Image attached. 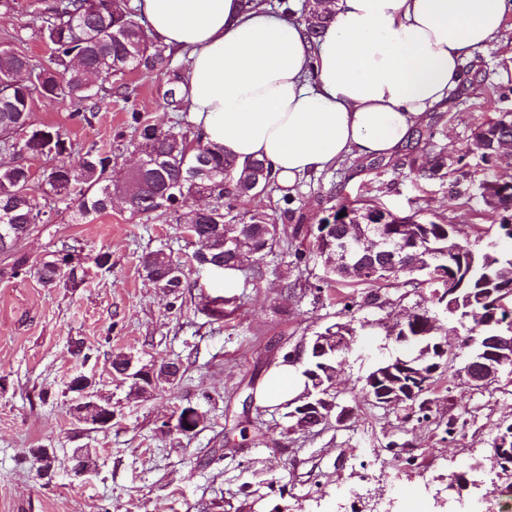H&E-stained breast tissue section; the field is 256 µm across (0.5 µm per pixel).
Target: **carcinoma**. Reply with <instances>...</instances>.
I'll return each instance as SVG.
<instances>
[{"mask_svg": "<svg viewBox=\"0 0 512 512\" xmlns=\"http://www.w3.org/2000/svg\"><path fill=\"white\" fill-rule=\"evenodd\" d=\"M323 0L305 6L302 21L309 36L323 32L330 14L322 8ZM37 33L50 46L51 53L36 62L18 47L0 48V148L13 150L19 160L0 164V253L12 257V263L0 269V277L32 275L52 288L76 284L85 277L82 259L62 248L38 261H30L22 242L38 224H48L51 211L40 199L52 200L72 210L74 220L85 221L112 207V198H124L134 215L168 213L175 223L200 245L192 260L202 267L206 263L242 267L253 258L252 275H262L258 260L279 246L284 224L295 221L294 239L314 240L321 248L322 227L328 234L342 233L337 223L343 211L384 212L386 208L359 200L340 204L316 226L295 220L294 212L284 208L279 217L255 210L243 224H229L234 204L257 193L276 187L268 168L259 161L236 164L224 154V148L203 141L201 134L188 138L183 133L163 130L132 114L137 147L147 151L148 166L141 178L112 179V152L94 144L74 151L67 134L51 125L36 127L30 111L37 98L68 99L74 107L71 118L88 122L95 117L100 93L112 77L127 72L172 74L176 83L167 90L169 105L177 111L183 101L182 79L171 71L172 52L158 45L138 21L126 0H47L33 12ZM53 156L58 163L43 173L39 185L32 184L30 160ZM401 224L422 227V242L433 250L448 248V225L420 220L417 215H394ZM238 228L241 236L237 251L224 248V231ZM512 250L477 253L472 272L473 286L497 288L490 283L505 277L512 281ZM140 266L154 287L168 296L170 305L182 299L185 282L181 262L159 249L140 259ZM133 356L112 353L115 376L126 380V370ZM336 367V344L328 345L320 357L308 358L300 366L304 389L313 388V375ZM180 375L177 363L161 365L155 371V387L172 386ZM509 441L504 461L512 466V430L500 428L492 442Z\"/></svg>", "mask_w": 512, "mask_h": 512, "instance_id": "cac0c4a2", "label": "carcinoma"}]
</instances>
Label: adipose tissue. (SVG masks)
<instances>
[{"mask_svg": "<svg viewBox=\"0 0 512 512\" xmlns=\"http://www.w3.org/2000/svg\"><path fill=\"white\" fill-rule=\"evenodd\" d=\"M150 37L187 53L185 103L205 141L260 160L292 184L345 159L391 158L426 113L446 109L463 66L497 42L512 0H330L309 37L303 22L241 0H133ZM281 364L258 391L297 396Z\"/></svg>", "mask_w": 512, "mask_h": 512, "instance_id": "ef3b65f1", "label": "adipose tissue"}]
</instances>
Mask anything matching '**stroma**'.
<instances>
[{
  "label": "stroma",
  "mask_w": 512,
  "mask_h": 512,
  "mask_svg": "<svg viewBox=\"0 0 512 512\" xmlns=\"http://www.w3.org/2000/svg\"><path fill=\"white\" fill-rule=\"evenodd\" d=\"M36 0H19L0 13V45L11 35L32 59L50 47L31 24ZM465 63V84L447 110L429 113L416 137L391 159H347L302 179L237 203L236 222L253 209L279 215L291 206L315 224L331 208L366 197L388 209L421 212L458 225L474 248L495 239L497 226L479 196L488 178L468 151L476 126L511 110L494 89L512 85V17L498 42ZM126 97L102 96L91 122L71 120L69 100L36 99L34 124L62 127L74 147L110 149L117 170L136 160L132 113L169 128L167 75L114 77ZM441 156L439 174L420 179L417 165ZM291 203H284V196ZM66 245L84 258L86 275L75 287L49 288L35 277L0 278V512H494L498 491L512 483L495 464L491 443L500 425L512 423V373L487 390L458 378L438 387L429 418L404 421L402 409L375 407L364 377L396 356L388 328L403 314L432 305L429 286L391 280L347 289L351 311L333 290L322 288L323 260L312 241L284 238L260 261L262 278L238 272L232 287L191 262L198 244L167 214L131 215L123 202L78 224L57 206L53 221L37 225L23 243L30 259ZM171 253L185 264L188 286L181 307L149 282L142 254ZM112 255L100 268L94 256ZM303 260H296V252ZM374 305H364L368 293ZM236 297L240 309L225 321L208 315L205 298ZM353 321L359 330L336 380L340 405L351 408L344 424L328 420L310 432L290 430L284 411L257 397L267 372L305 338L327 325ZM123 351L142 363H181L174 386L136 398L114 377L111 355ZM85 375L112 403V426L99 429L73 414L71 379ZM204 420L192 433L177 432L182 409ZM55 452L52 478L41 477L30 449ZM90 449L95 465L73 473L72 451ZM366 486L369 499L337 508V495Z\"/></svg>",
  "instance_id": "stroma-1"
}]
</instances>
